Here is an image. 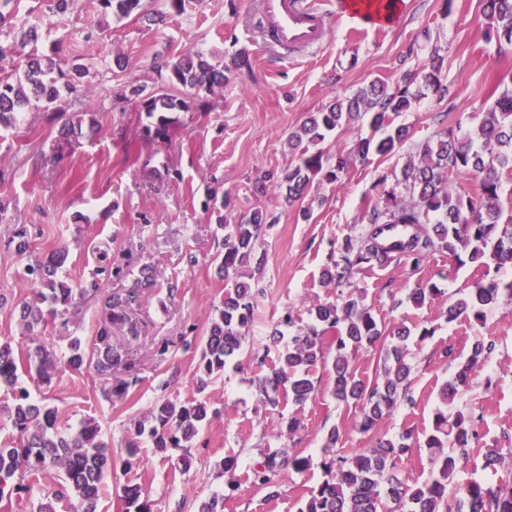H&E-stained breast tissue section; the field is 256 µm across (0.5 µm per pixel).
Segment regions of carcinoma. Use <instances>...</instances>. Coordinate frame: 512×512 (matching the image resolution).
Returning a JSON list of instances; mask_svg holds the SVG:
<instances>
[{
	"mask_svg": "<svg viewBox=\"0 0 512 512\" xmlns=\"http://www.w3.org/2000/svg\"><path fill=\"white\" fill-rule=\"evenodd\" d=\"M199 0H163L162 17L179 16L187 6ZM105 13L119 18L150 15L146 0H99ZM487 40L512 45V0H485L483 9ZM248 63L244 55L231 60V65L216 66L200 52H186L157 65L165 73L164 85L148 88L133 86L130 94L137 99L141 111L151 122L144 126L146 140L162 144L175 122L173 114L192 109L195 96L210 93L223 86L224 72ZM87 68L74 64L63 69L51 56L34 54L26 59L22 75L12 80L0 77V128L10 127L20 112L27 108L62 112V99L57 87L61 80L74 90ZM502 90L491 94L484 116L473 129L457 136L451 130L440 132L434 139L419 144L401 169V177L388 186L382 175L373 185L377 198L367 203V222L356 234L346 237L338 248L336 259L325 270L328 282L348 292L340 293L334 302L316 305L311 314L314 324L302 335L288 337V346L278 343L284 331L292 327L294 318L287 312L271 325L270 344L264 356L276 355L268 372L260 379V403L276 407L280 395L292 397L302 406L313 396L315 385L311 371L324 357L322 338L333 334V383L331 394L343 404L354 403L360 414L358 431L365 434L376 429L378 422L390 415L398 404L414 403L410 391V345L434 336L428 327L414 329L404 323L391 327L379 322L372 308L364 304L359 289L350 282L353 270L385 266L394 260L404 261L417 270L434 252L442 251L458 262H469L485 268L482 277L448 307V320L464 316L481 323L486 309L496 305L504 295L512 297V281L499 277L502 268L512 267V215L504 216L500 203L502 179L512 175V77L499 82ZM443 61L431 56L419 70L405 75L401 83L390 87L380 79L371 81L355 93L338 99L328 110L310 116L292 131L289 144L298 151L295 165L278 177L264 174L256 179L262 188L276 179L285 189V199L295 202L308 184L319 178L334 184L358 160L371 156L388 157L409 140L404 125H394L395 117L409 111L424 92L442 95ZM84 114L72 115L55 140L53 158L61 159L71 147V137L81 133ZM361 122L371 134L361 137L352 152L336 155L335 164L324 166L323 153L311 152L309 146L322 143L343 125ZM454 173H468L479 183L474 195L453 191L448 183ZM268 227L262 211L226 225L224 255L218 263L224 279L235 280L234 288L224 295L218 319L213 321L201 354L197 377L200 388L207 379L224 370L227 362L242 352L247 335L255 321L258 297L263 291L251 284L260 272L262 259L254 270L245 272L256 246ZM65 255L56 253L46 260L27 265L31 283L37 287L36 298L42 303L66 304L72 289L57 281ZM153 287L151 278L142 273L117 297L119 311H112L107 325L98 330L95 348L86 351L78 338L70 343L66 365L73 371L92 366L107 375L122 364L121 353L112 347V326L123 325L127 333L138 336L136 324L128 321L123 310L139 304L141 293ZM444 290L431 279L416 284L407 296L414 306L442 297ZM21 322L30 333L45 324L43 310L22 302L16 307ZM367 348L378 353V376L364 378L351 368L348 353ZM493 344L476 340L464 365L449 378L439 391V406L434 412V433L429 436L430 478L423 484L409 486L394 472L396 460L410 450L408 433L396 437L380 436L373 447L348 457L334 453L325 462L326 480L299 508V512H512V485L495 487L483 482H470L460 488L455 506L448 504V480L467 462L468 448L477 438L475 420L448 409L455 399L470 387L472 376L491 353ZM124 365V364H122ZM33 369L42 382H51L54 364L37 347L25 359L16 357L11 345L0 344V386L14 390L15 403L9 411L11 429L16 432L13 446L0 445V499L5 490L26 492L25 480L51 467L62 470V480L46 493L38 512H56L57 504L77 497L81 512H96L102 483L112 470V446L100 435L92 419L83 420L69 432L60 428L57 409L31 400L30 393L18 386L20 368ZM124 368L131 369L126 364ZM209 408L201 401H157L149 416L135 426L127 439L126 463L134 461L140 450L141 437L148 435L158 454L171 448H185L198 434L199 426L208 418ZM452 447L446 451V447ZM261 460L252 470L254 484L273 488L286 471L301 473L310 460L286 446L270 444L259 449ZM125 512H153L151 501L137 484L122 488Z\"/></svg>",
	"mask_w": 512,
	"mask_h": 512,
	"instance_id": "carcinoma-1",
	"label": "carcinoma"
}]
</instances>
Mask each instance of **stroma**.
<instances>
[{"label": "stroma", "instance_id": "1", "mask_svg": "<svg viewBox=\"0 0 512 512\" xmlns=\"http://www.w3.org/2000/svg\"><path fill=\"white\" fill-rule=\"evenodd\" d=\"M329 12L331 34L324 48L280 58L264 42L253 20L251 0H202L184 15L157 23L120 19L101 12L98 0H77L59 15L47 0H19L17 15L0 28V42L12 43L20 29L38 31V53L85 64L88 74L76 91L62 90L71 111L85 113L88 124L73 151L51 162L52 147L64 123L58 113L22 112L17 123L0 129V341L24 353L32 344L13 308L31 299L25 267L55 251L67 255L59 279L74 294L68 305L48 316L38 343L57 363L51 384L36 374L19 382L33 400L55 407L62 427L86 418L100 424L112 447L113 466L103 480L98 512H121L124 484L142 485L153 512H198L202 501L219 494L224 512H298L324 480L323 445L331 428L341 432L337 449L348 455L370 447L374 435L359 433V409L331 395L330 363L313 371L315 394L305 405L281 399L271 408L259 402L264 370L255 359L272 319L292 312L294 331L313 323L311 309L335 300L322 270L342 238L364 224L366 202L377 178L401 169L406 155L374 156L352 164L339 183L313 180L304 197L287 203L281 191L260 192L256 177L281 174L295 162L288 134L314 112L381 79L395 84L432 54L444 59L447 90L428 95L400 116L419 143L446 129H468L481 117L491 91L512 75V46L487 41L479 20L482 0H404L391 25L350 21L336 11V0H317ZM211 61H230L247 51V65L231 69L224 87L200 95L192 111L177 115L169 142L146 141L147 119L129 93L130 84L161 86L156 65L185 51ZM121 63L118 76H103L104 63ZM220 181L228 208L206 204L208 187ZM262 211L270 224L256 248L264 257L255 322L237 362L215 375L197 393L195 374L206 336L226 291L215 258L224 251V226ZM27 228L29 250L18 254L10 240ZM156 286L130 316L139 337L112 333V343L130 359L138 378L124 397L110 396L109 381L94 369L67 368L72 337L90 340L109 313L110 297L130 287L141 271ZM480 275L474 265H458L447 253L430 255L420 269L390 264L355 272L352 281L378 320L434 329L433 339L412 347L414 404L398 405L381 420L376 433H410L411 449L396 462L407 485L429 477L426 439L434 430L437 394L467 360L477 338L494 342L487 366L455 407L477 419L467 465L452 486L481 478L512 484V299L504 297L484 323L448 321L446 310ZM434 278L446 293L412 307L407 294L418 280ZM203 397L207 421L190 450L160 455L143 445L132 466H125V441L135 424L164 398L185 402ZM302 428L287 436L288 417ZM288 443L310 465L282 475L274 489L256 486L252 469L264 442ZM505 459L496 471L483 470L487 449ZM237 458L234 487L225 484L223 461Z\"/></svg>", "mask_w": 512, "mask_h": 512}]
</instances>
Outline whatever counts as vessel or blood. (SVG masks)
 I'll return each mask as SVG.
<instances>
[{
    "label": "vessel or blood",
    "instance_id": "1",
    "mask_svg": "<svg viewBox=\"0 0 512 512\" xmlns=\"http://www.w3.org/2000/svg\"><path fill=\"white\" fill-rule=\"evenodd\" d=\"M255 14L267 43L285 51L321 47L329 35L328 14L314 0H255Z\"/></svg>",
    "mask_w": 512,
    "mask_h": 512
}]
</instances>
